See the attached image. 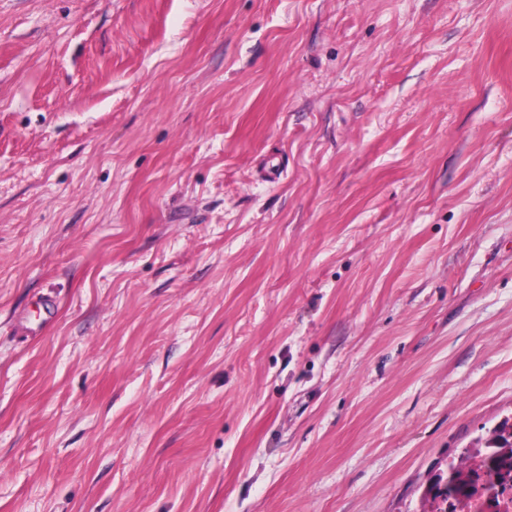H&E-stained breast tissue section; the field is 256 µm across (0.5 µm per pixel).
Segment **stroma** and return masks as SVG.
<instances>
[{"mask_svg":"<svg viewBox=\"0 0 512 512\" xmlns=\"http://www.w3.org/2000/svg\"><path fill=\"white\" fill-rule=\"evenodd\" d=\"M510 416L512 0H0V512H416Z\"/></svg>","mask_w":512,"mask_h":512,"instance_id":"1","label":"stroma"}]
</instances>
